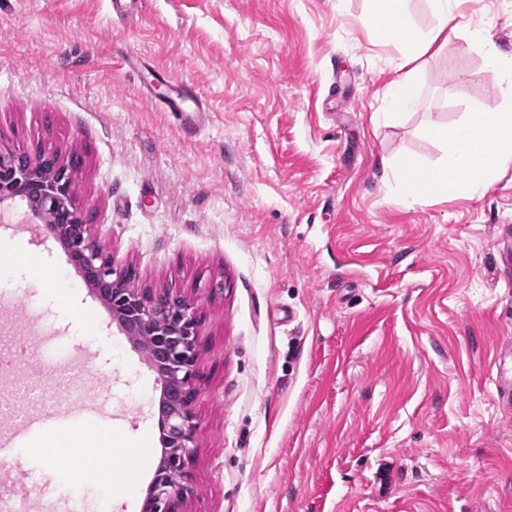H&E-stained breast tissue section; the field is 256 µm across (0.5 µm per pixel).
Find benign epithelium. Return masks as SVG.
Wrapping results in <instances>:
<instances>
[{"instance_id":"7a95c632","label":"benign epithelium","mask_w":512,"mask_h":512,"mask_svg":"<svg viewBox=\"0 0 512 512\" xmlns=\"http://www.w3.org/2000/svg\"><path fill=\"white\" fill-rule=\"evenodd\" d=\"M80 164L78 155L61 162L55 156L32 159L0 150V204L22 196L33 215L51 217L46 231L62 244L113 323L136 346H144L146 362L160 382L157 414L164 451L141 512H179L176 496L192 492L185 460L199 432L193 410L200 390L197 309L182 296L135 287L130 267L114 271L112 256L91 232L90 218L74 204L72 170Z\"/></svg>"}]
</instances>
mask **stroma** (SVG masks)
I'll return each mask as SVG.
<instances>
[{
	"mask_svg": "<svg viewBox=\"0 0 512 512\" xmlns=\"http://www.w3.org/2000/svg\"><path fill=\"white\" fill-rule=\"evenodd\" d=\"M367 0H0V149L83 165L75 203L116 270L198 305L200 437L181 512H512V407L497 355L512 341V170L483 197L403 198L383 159L439 166L430 120L462 122L499 82L449 29L417 61L416 107L374 120L395 51ZM512 49V0H471ZM188 80L207 124L152 104L156 72ZM47 261L1 288L0 340L38 341L0 396L43 365H84L94 398L27 406L28 420L92 413L112 429L102 466L71 488L63 449L29 448L33 512H140L148 486L119 458L158 441L160 384L51 235L14 232Z\"/></svg>",
	"mask_w": 512,
	"mask_h": 512,
	"instance_id": "stroma-1",
	"label": "stroma"
}]
</instances>
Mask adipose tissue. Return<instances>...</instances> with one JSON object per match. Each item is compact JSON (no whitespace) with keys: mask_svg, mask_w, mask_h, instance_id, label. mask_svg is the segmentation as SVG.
Masks as SVG:
<instances>
[{"mask_svg":"<svg viewBox=\"0 0 512 512\" xmlns=\"http://www.w3.org/2000/svg\"><path fill=\"white\" fill-rule=\"evenodd\" d=\"M369 2V26L400 52L395 67L401 76L391 84L387 102L389 117L397 122L416 101L411 64L443 48L449 22L463 17L468 0H431L438 23L427 30L414 25L406 9L407 0ZM470 34L481 45L487 63L500 75L498 102L492 107L474 106L459 125L432 121L423 127L425 137L446 145L445 166L427 169L407 157L387 162L389 176L400 184L406 198L480 197L501 174L512 169V53L502 52L485 29L476 27Z\"/></svg>","mask_w":512,"mask_h":512,"instance_id":"obj_1","label":"adipose tissue"}]
</instances>
